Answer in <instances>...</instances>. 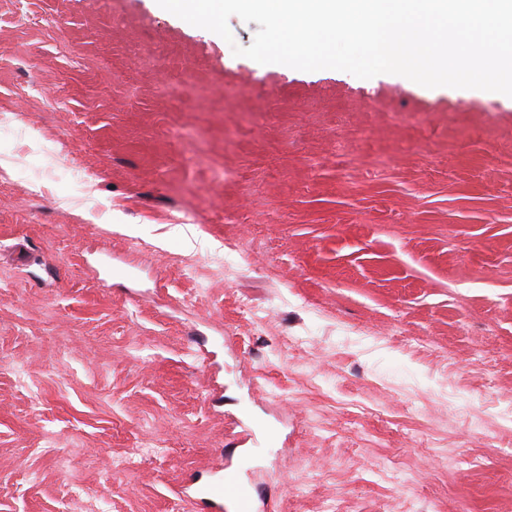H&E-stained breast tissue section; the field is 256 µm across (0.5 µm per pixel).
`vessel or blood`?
<instances>
[{
    "mask_svg": "<svg viewBox=\"0 0 512 512\" xmlns=\"http://www.w3.org/2000/svg\"><path fill=\"white\" fill-rule=\"evenodd\" d=\"M183 492L202 504L206 512H270L259 490L230 469L215 481L184 486Z\"/></svg>",
    "mask_w": 512,
    "mask_h": 512,
    "instance_id": "obj_1",
    "label": "vessel or blood"
}]
</instances>
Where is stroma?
I'll return each instance as SVG.
<instances>
[{
	"mask_svg": "<svg viewBox=\"0 0 512 512\" xmlns=\"http://www.w3.org/2000/svg\"><path fill=\"white\" fill-rule=\"evenodd\" d=\"M0 0V512H512V97ZM182 493L202 504L208 512H271L266 500L256 487L244 482L235 470L224 469L219 479L201 485L182 486Z\"/></svg>",
	"mask_w": 512,
	"mask_h": 512,
	"instance_id": "35a3bbf8",
	"label": "stroma"
}]
</instances>
